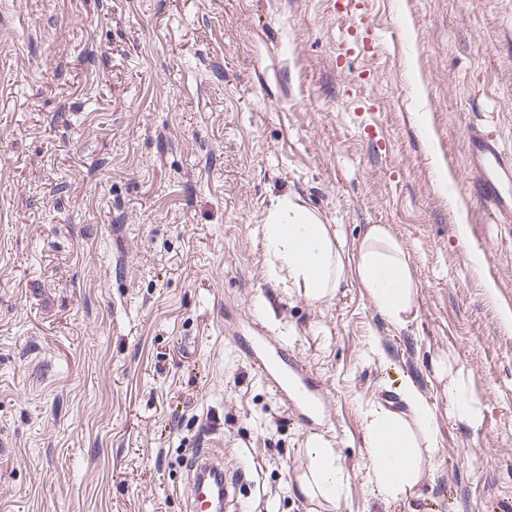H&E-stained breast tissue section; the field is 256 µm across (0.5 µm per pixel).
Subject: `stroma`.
<instances>
[{"instance_id": "stroma-1", "label": "stroma", "mask_w": 512, "mask_h": 512, "mask_svg": "<svg viewBox=\"0 0 512 512\" xmlns=\"http://www.w3.org/2000/svg\"><path fill=\"white\" fill-rule=\"evenodd\" d=\"M368 15L358 56L338 0H0V512H192L190 448L249 473L243 512H512V224L466 157L478 126L512 155V0ZM285 196L345 242L322 300L269 275ZM372 224L409 255L402 329L352 272ZM250 319L324 388L336 501L295 491L310 433ZM408 383L434 435L392 499L365 415L408 417ZM402 398L409 412L427 429L430 437L433 435V412L422 393L413 384H407L402 389Z\"/></svg>"}]
</instances>
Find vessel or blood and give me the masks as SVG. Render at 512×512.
<instances>
[{"label": "vessel or blood", "instance_id": "obj_1", "mask_svg": "<svg viewBox=\"0 0 512 512\" xmlns=\"http://www.w3.org/2000/svg\"><path fill=\"white\" fill-rule=\"evenodd\" d=\"M343 12L352 17L354 29L362 40L374 39L373 26L363 9L362 0H346ZM467 155L473 173V187L478 198L496 221L512 223V160L505 157L497 140L482 130H472L468 137ZM241 343L261 379L268 384L311 431L322 429L326 421L323 389L310 371L288 351L263 332L242 337ZM189 468L193 473L195 507L224 498L225 483L246 480L245 471L224 474L218 470L214 456L193 452Z\"/></svg>", "mask_w": 512, "mask_h": 512}]
</instances>
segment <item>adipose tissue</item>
I'll list each match as a JSON object with an SVG mask.
<instances>
[{
  "label": "adipose tissue",
  "instance_id": "1",
  "mask_svg": "<svg viewBox=\"0 0 512 512\" xmlns=\"http://www.w3.org/2000/svg\"><path fill=\"white\" fill-rule=\"evenodd\" d=\"M265 238L277 263L273 278H289L314 301L323 299L343 275L341 252L335 249L326 225L292 198H283L270 209ZM355 274L378 311L395 327L403 328L414 313L416 286L408 257L400 244L379 224L370 226L360 243ZM366 442L372 478L386 497L408 493L420 477L413 464L414 444L399 415L374 410L366 416ZM315 470L300 476L299 489L307 497H337L344 471L321 438L307 443Z\"/></svg>",
  "mask_w": 512,
  "mask_h": 512
}]
</instances>
